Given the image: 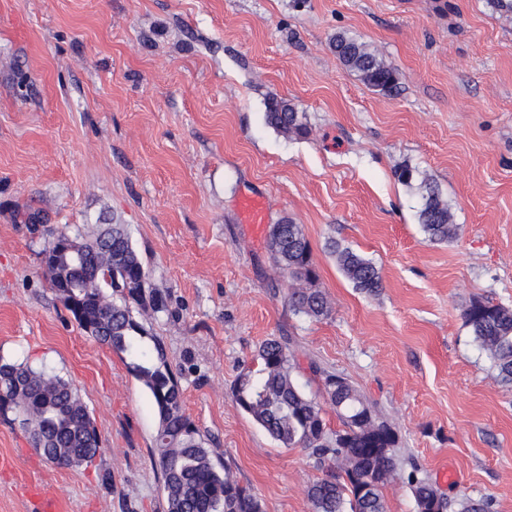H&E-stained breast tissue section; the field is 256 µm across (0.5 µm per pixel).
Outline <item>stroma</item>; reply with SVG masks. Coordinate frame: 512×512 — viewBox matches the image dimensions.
Returning a JSON list of instances; mask_svg holds the SVG:
<instances>
[{"mask_svg": "<svg viewBox=\"0 0 512 512\" xmlns=\"http://www.w3.org/2000/svg\"><path fill=\"white\" fill-rule=\"evenodd\" d=\"M368 43L399 77L368 88L331 48ZM288 101L308 133L265 121ZM412 166L458 235L432 242ZM260 194L267 224L246 223ZM94 234L124 224L170 294L138 314L162 338L183 408L217 466L262 512H312L307 450L278 445L232 387L258 346L287 336L301 364L346 377L398 435L388 512H416L412 467L449 498L512 512V387L464 318L512 307V13L490 0H0V356L68 379L101 438L60 467L0 412V512H164L157 413L127 358L89 337L48 286L43 238L16 216ZM301 225L331 314L288 312L269 225ZM380 270L357 291L326 244Z\"/></svg>", "mask_w": 512, "mask_h": 512, "instance_id": "stroma-1", "label": "stroma"}]
</instances>
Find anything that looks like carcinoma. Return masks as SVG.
I'll return each instance as SVG.
<instances>
[{"mask_svg":"<svg viewBox=\"0 0 512 512\" xmlns=\"http://www.w3.org/2000/svg\"><path fill=\"white\" fill-rule=\"evenodd\" d=\"M332 49L370 88L381 92L396 88V69L366 44L338 33ZM266 122L285 135L307 134L299 112L283 100L268 103ZM398 179L410 184L416 176L406 167ZM418 191L423 231L433 241L454 238L458 227L451 222L438 187L422 179ZM49 235L41 254L47 259L50 288L83 331L129 356L130 373L153 399L158 426L152 464L161 477L166 512H261L260 501L250 487L216 468L206 440L183 411L182 391L167 363L163 341L147 336L136 318L143 310L155 314L168 311V295L150 287L146 265L125 225L114 224L88 237L66 231ZM61 238L71 239L77 251L91 254V270L81 287L66 294L59 292L55 282L71 275L69 261L55 259L51 253L52 243ZM268 249L283 272L302 282V286L288 289V311L315 321L328 317L330 306L323 291L316 288L318 273L302 227L288 221L270 225ZM330 250L354 288L368 294L383 288L381 273L372 261L335 241ZM464 317L501 383L512 385V308L476 301L465 309ZM290 345L291 339L285 336L259 345L257 367L243 369L235 380L236 403L283 447L310 450L315 467L324 473L307 490L312 512H387L384 488L396 471L395 432L347 380L338 385L327 375L318 391H307ZM325 404L339 421L333 432L326 429ZM2 410L23 417L21 426L32 448L51 463L79 467L99 453L100 438L87 405L70 381L57 374L0 357ZM356 474L373 477L376 486L370 494L360 495ZM407 481L419 510L436 502L443 512L452 508L489 512L484 499H449L421 476L416 466Z\"/></svg>","mask_w":512,"mask_h":512,"instance_id":"cac0c4a2","label":"carcinoma"}]
</instances>
